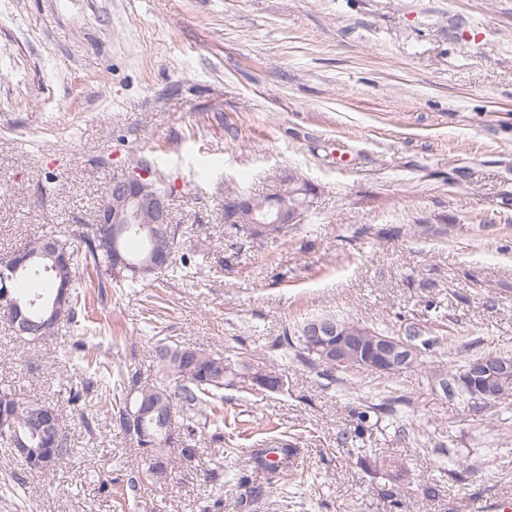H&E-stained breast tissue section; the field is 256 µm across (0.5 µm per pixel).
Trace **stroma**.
Masks as SVG:
<instances>
[{
    "label": "stroma",
    "instance_id": "stroma-1",
    "mask_svg": "<svg viewBox=\"0 0 512 512\" xmlns=\"http://www.w3.org/2000/svg\"><path fill=\"white\" fill-rule=\"evenodd\" d=\"M143 155L193 260L113 283L47 344L0 319V384L58 405L73 448L20 487L1 444L0 512L512 500V398L483 413L430 379L512 353V0H0V254L45 235L81 247L107 184ZM295 175L318 194L287 236L225 237L226 190L271 194ZM326 311L435 344L398 375L314 369L279 340ZM174 343L240 376L206 396L224 416L197 430L193 466L116 502L101 484L138 462L135 443L105 402L69 391L131 363L162 379L155 348ZM257 370L282 388L255 393ZM284 445L282 493L245 506L250 449Z\"/></svg>",
    "mask_w": 512,
    "mask_h": 512
}]
</instances>
